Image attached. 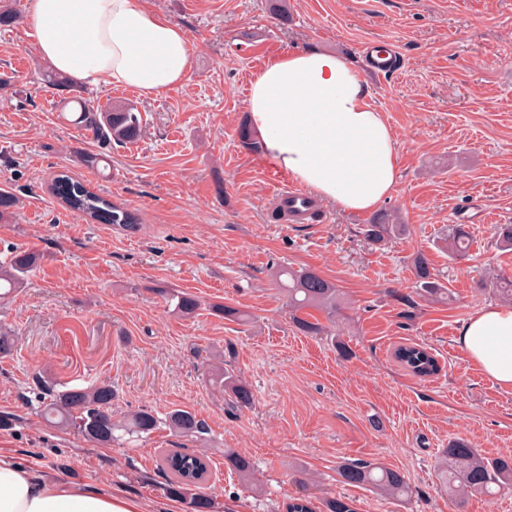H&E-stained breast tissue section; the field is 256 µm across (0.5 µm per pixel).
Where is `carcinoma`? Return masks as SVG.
Listing matches in <instances>:
<instances>
[{
	"mask_svg": "<svg viewBox=\"0 0 512 512\" xmlns=\"http://www.w3.org/2000/svg\"><path fill=\"white\" fill-rule=\"evenodd\" d=\"M77 123L103 142L133 143L142 129V118L129 105L112 107L110 112L80 103ZM51 189L58 202L66 209L100 224H117L134 233L139 229L136 213L112 204L108 198L91 191L84 183L61 171L54 176ZM407 225L395 212L375 214L365 225L364 234L374 244L382 245L402 236ZM470 234L464 224L448 228V252L451 256L467 254ZM37 256L31 252L15 251L5 265H0V291L3 294L21 287L35 267ZM413 290L398 295L402 305L401 317L411 321L416 316L420 301L439 302L450 297V290L431 272L427 258L418 254L413 260ZM277 285L288 294V307L292 309L293 322L303 333L311 336H328L338 354L347 358L350 348L336 334L311 314L300 312L313 308L321 312L329 323H336L342 315L344 302L340 290L330 281L312 271L298 272L283 268L276 277ZM482 290L500 301L512 303V278L494 277L481 283ZM168 301L183 316L194 314L197 299L186 292L164 289ZM395 360L408 372L418 377H428L438 372L436 358L427 347L416 343L398 345ZM211 382L227 396L232 408L243 410L251 407L255 396L251 387L232 369L217 366L210 371ZM37 393L35 414L48 423L65 428H77L86 435L110 443L113 432L122 430L127 435H149L164 424L178 437L204 442L209 435L207 423L193 413L176 409L164 419L142 409L123 422L112 420L114 392L109 385L85 389H60V383L47 374L36 377ZM224 463L235 471L243 483L254 485L250 461L235 453L224 452ZM159 468L167 475L172 493L185 500L189 512H208L206 495L201 491L208 476V460L204 455L184 452L179 448H166L159 454ZM343 482L374 488L389 499L407 503L413 496V487L404 473L377 462L366 460L343 461L338 465ZM441 489L452 503L455 512H465L466 501L474 495L495 496L512 490V458H487L463 440L449 442L443 451V461L436 471ZM296 482L301 486L300 495L288 502L287 512H314L312 493L305 472L300 470ZM323 512H356L353 501L345 496L323 500Z\"/></svg>",
	"mask_w": 512,
	"mask_h": 512,
	"instance_id": "1",
	"label": "carcinoma"
}]
</instances>
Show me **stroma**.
I'll return each mask as SVG.
<instances>
[{"instance_id":"35a3bbf8","label":"stroma","mask_w":512,"mask_h":512,"mask_svg":"<svg viewBox=\"0 0 512 512\" xmlns=\"http://www.w3.org/2000/svg\"><path fill=\"white\" fill-rule=\"evenodd\" d=\"M16 22L0 26V262L14 250L40 254L23 288L0 298V454L50 480L106 485L137 499L143 512H187L166 491L160 449L191 447L210 459L207 495L216 512H284L308 471L316 499L347 496L356 512H453L434 466L449 439L488 457H512V390L499 388L456 342L460 325L490 296V276L512 277V249L498 224H512V0H288L280 19L270 0H148L182 26L194 51L191 77L165 96L75 84L60 106L41 79L45 61L28 35L29 0H10ZM395 42L399 70L366 77L373 104L392 127L399 179L385 208L408 234L384 245L363 233L369 216L318 201L302 224L271 220L284 177L243 147L253 76L269 58L318 47L362 67L361 42ZM128 102L143 119L141 138L119 145L75 125L80 103ZM99 154L105 173L86 168L76 148ZM69 171L92 191L138 214L130 233L90 224L48 191ZM468 219L467 258L448 254V227ZM424 254L453 293L422 303L405 321L395 292L413 286L411 262ZM306 268L340 288L336 331L353 350L340 358L330 340L307 336L276 284L280 267ZM195 295L193 316L162 294ZM249 313L242 326L215 305ZM415 342L439 370L418 378L392 357ZM230 362L255 394L232 410L210 382ZM48 373L69 388L111 385L112 413L183 409L206 421V444H185L161 428L126 444L60 429L29 407L32 380ZM249 458L263 486L255 495L224 463L225 449ZM364 459L400 470L414 495L400 504L344 483L338 462Z\"/></svg>"}]
</instances>
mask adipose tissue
<instances>
[{
	"label": "adipose tissue",
	"mask_w": 512,
	"mask_h": 512,
	"mask_svg": "<svg viewBox=\"0 0 512 512\" xmlns=\"http://www.w3.org/2000/svg\"><path fill=\"white\" fill-rule=\"evenodd\" d=\"M28 34L57 71L98 87L158 98L188 80L187 33L145 0H30ZM261 152L318 198L349 212L375 210L398 178L394 133L345 59L311 47L269 59L250 83ZM458 344L512 390V307L489 306L459 328ZM0 512H142L106 486L48 481L0 456Z\"/></svg>",
	"instance_id": "adipose-tissue-1"
}]
</instances>
